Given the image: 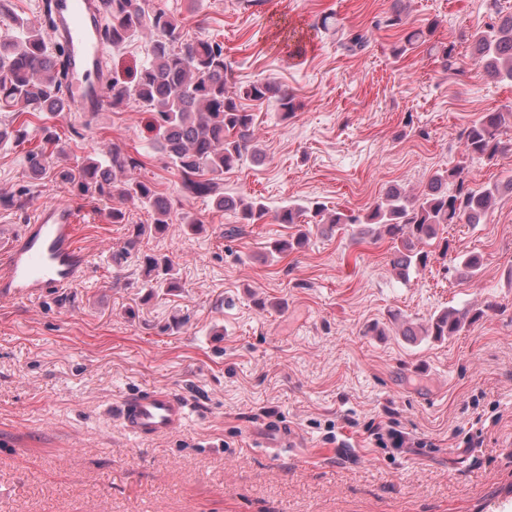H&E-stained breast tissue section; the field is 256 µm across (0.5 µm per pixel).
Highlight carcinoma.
Returning a JSON list of instances; mask_svg holds the SVG:
<instances>
[{"label": "carcinoma", "instance_id": "carcinoma-1", "mask_svg": "<svg viewBox=\"0 0 512 512\" xmlns=\"http://www.w3.org/2000/svg\"><path fill=\"white\" fill-rule=\"evenodd\" d=\"M490 22L471 35V53L482 64L487 77L495 82H512V11L501 8L500 0H486ZM104 39L112 51L148 33L151 35L147 59L133 74L117 70L107 81L112 108L131 102L150 114L151 141L182 177L183 188L192 194L213 195L216 208L231 212L239 224H262L270 218L277 224H313L332 227L361 225L367 235L378 228L377 237L392 242L391 267L405 279L411 269L425 267L430 252L423 245L438 238L440 228L451 224H483L504 193H512V175H506L484 187L470 185L469 168L475 164L493 165L512 151L507 129L512 126V111L485 112L460 132L462 156L448 169L436 172L417 195L396 185L390 186L384 199L365 213L330 209L323 202L311 206L288 204L274 211L258 199H245L218 191L224 172L238 166L246 157L259 160L255 148L256 116L242 101L276 104L280 118L287 120L299 109L295 95L275 80H257L231 90L232 66L224 56V45L205 39H192L184 32L182 21L164 9L149 8V0H103ZM13 24L0 33V107H16L12 117L33 116L48 120L68 108L61 94V71L56 68L50 36L39 23L14 17ZM376 26L402 29L403 37L393 48L400 57L425 44L443 71H460L457 46L450 41L431 43L437 23L407 29L401 0H393L386 15ZM325 33L336 35L346 51L357 53L368 44L361 31H347L336 19L325 15L317 22ZM40 145L26 155L29 176L46 177L48 171L79 195L108 199L113 195L132 201L147 210L151 223L137 224L118 250L112 254L116 264L139 251L141 237L150 230L162 231L171 220L172 202L152 187L126 173L139 162L121 146L100 149L74 170L48 167L50 154L67 157L65 140L51 127H41ZM146 286L176 287L173 263L167 256L144 258ZM469 310L446 309L430 318L420 331L409 327L403 335H457L471 320Z\"/></svg>", "mask_w": 512, "mask_h": 512}]
</instances>
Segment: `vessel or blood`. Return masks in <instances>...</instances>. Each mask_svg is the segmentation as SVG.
Returning a JSON list of instances; mask_svg holds the SVG:
<instances>
[{"label": "vessel or blood", "instance_id": "1", "mask_svg": "<svg viewBox=\"0 0 512 512\" xmlns=\"http://www.w3.org/2000/svg\"><path fill=\"white\" fill-rule=\"evenodd\" d=\"M52 40L61 51L64 91L73 109L100 111L105 84L100 79L104 27L96 0H52ZM75 217L66 203L42 207L34 223L22 225L8 247L0 273V295L15 300L68 286L88 270L74 243ZM119 415L132 435L155 437L178 429L187 406L176 394L153 389L124 399Z\"/></svg>", "mask_w": 512, "mask_h": 512}]
</instances>
